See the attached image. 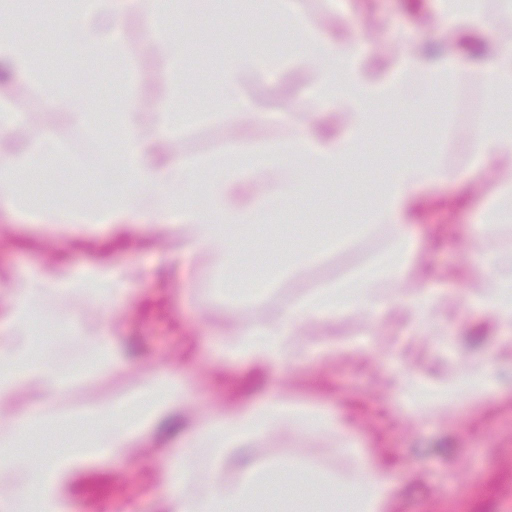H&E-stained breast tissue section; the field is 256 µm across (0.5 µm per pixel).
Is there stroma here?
Returning a JSON list of instances; mask_svg holds the SVG:
<instances>
[{"label": "stroma", "mask_w": 512, "mask_h": 512, "mask_svg": "<svg viewBox=\"0 0 512 512\" xmlns=\"http://www.w3.org/2000/svg\"><path fill=\"white\" fill-rule=\"evenodd\" d=\"M57 6L58 0H39L32 15L0 11V28L12 29L28 44L45 46L51 38L47 21ZM213 10L222 24L175 18L177 31L188 40L181 68L188 86L184 105L200 116L174 140L170 157L176 162L196 163L232 144L275 147L299 128L329 126L322 118L328 105L307 96L318 70L284 42L296 21L325 28L335 38L359 23L364 57L381 72L402 66L411 45L433 44L445 59L461 49L459 34L440 16L436 0H338L334 6L328 0H298L293 17L281 14L273 0H215ZM266 39L278 59L274 77L254 73L241 88L250 101L249 112L224 117L211 78L222 68L226 42L250 54ZM39 63L45 80L74 89L90 61L66 47L40 57ZM18 92L10 104L13 111L32 113L35 124L47 125L68 153H92L93 142L68 121L64 105L48 106L34 83L19 86ZM127 98L143 112L161 107L160 95L150 89L113 81L100 85L94 104ZM487 103L484 85L464 70L443 91L445 126L435 125L422 111L386 110L377 138L363 147L359 186H326L304 206L283 205L269 216L266 236L297 247L306 225L350 223L359 212L362 190L390 175L382 156L391 149L421 150L444 134L448 146L442 164L464 168L475 131L473 116L486 112ZM256 112L262 121H253ZM498 181V173H482L463 186L444 181L421 190L413 221L420 250L409 275L424 279L441 301L423 326L395 309L375 318L342 313L332 322L301 327V336L339 345L360 337L366 342L363 350L340 347L327 360L310 356L265 367L244 359L219 360L220 343L237 328L280 316L317 289L372 262L393 245V227L379 225L294 269L263 297L228 306L220 263L206 257L178 262L172 238L144 231L116 237L107 225L90 220L61 230L44 224L38 213L1 209L0 310L8 301L4 282L42 264L61 262L77 272L101 264L118 272L138 271L128 284L127 305L113 314L127 362L121 375L86 372L90 353L71 333L84 309L79 298H52L43 304L60 327L47 337V350L62 370L75 376L56 404L62 419L79 422L75 438L91 435L100 403L129 397L158 368L182 367L191 385L179 430L154 431L127 456L91 462L71 476L65 487L70 512H169L163 471L177 464L198 482L217 475L208 449L181 453L194 423L221 408L243 401L259 404L279 394L346 424L342 433L299 436L279 430L250 441V461L293 462L291 479L308 495H316L324 476L351 468L352 460L342 450L348 440L389 471L394 494L388 512H512V336L496 318L464 300L466 276L484 253L512 252V221L502 224L493 240H467L468 226L483 219ZM38 190L63 206L92 213L96 206L90 198L100 187L90 168L65 166L51 168ZM470 367L482 368L496 383L495 395L480 407L461 398L451 413H431V394L423 383L443 386L446 376Z\"/></svg>", "instance_id": "obj_1"}]
</instances>
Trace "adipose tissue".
<instances>
[{"instance_id": "1", "label": "adipose tissue", "mask_w": 512, "mask_h": 512, "mask_svg": "<svg viewBox=\"0 0 512 512\" xmlns=\"http://www.w3.org/2000/svg\"><path fill=\"white\" fill-rule=\"evenodd\" d=\"M118 0H60L56 26L69 46L100 62L125 57L124 42L112 25ZM140 13L149 39L170 65L185 54V42L172 24L174 7L202 19H212L210 0H127ZM299 51L315 58L320 78L313 95L324 102L338 103L346 118L343 134L317 137L309 132L292 137L272 149L236 145L229 156H214L201 163L166 160V146L179 124L186 121L179 104L183 93L175 75L162 80L164 107L152 113L156 137L140 133V114L135 104L119 103L113 113L91 108L93 87L86 86L61 95L58 88L45 86L49 101L65 99L72 120L89 134H98L102 124L119 118L124 134L119 146L102 145L93 158L96 168L121 164L130 181L118 194L110 195L97 213L113 233L130 229L126 219L137 213L171 217L178 235L179 252L187 259L208 254L219 258L225 270L242 262L239 243L265 228L266 214L282 201L301 204L322 186L325 179L347 173L365 142L376 132L375 106L390 101L398 106L428 109L437 89L452 72L446 63H423L413 59L410 66L383 74L372 72L365 63L358 29H349L342 41L311 28L297 43ZM13 78L33 81L36 63L26 42L12 31L0 30V64ZM256 57L226 46L224 67L216 78L225 111H246L240 95L243 79L260 69ZM478 79L492 99L512 96V40L489 42L483 63L475 68ZM25 116L0 106V204L22 211L20 181L37 180L42 171L58 159L73 167L83 159L66 156L62 146L45 128L33 129L25 143L13 144L8 134L23 123ZM468 165L451 171L440 158L447 146L438 140L428 150L410 158H399L391 176L377 189L367 208L357 218L354 235L368 233L379 224L397 226L399 233L390 251L350 276L305 297L281 317L255 323L226 337V355L257 365L281 364L298 357L303 346L298 338L301 325L319 323L336 313L357 311L378 313L386 304L382 288L404 274L413 261L417 243L406 222L424 185L452 180L467 181L475 173L512 170V119L497 110L484 113L477 125ZM278 166L285 177L278 190L246 189L247 179L257 178L262 167ZM206 187V203L197 206L193 193ZM478 303L487 312L512 322V253L488 252L474 268ZM12 302L6 332L0 333V399L10 396L19 385L44 395L55 396L66 378L50 354H36L38 344L37 306L49 296L78 294L97 313L84 323L80 334L96 351L94 369L100 373L120 372L124 361L113 342L118 330L106 306L122 308L128 296L123 281L108 267L85 277L67 266L34 270L10 283ZM187 386L171 373L148 375L125 403H105L96 410V431L83 446L67 448L56 455V464L45 469L16 444L22 428H43L53 419L51 410L0 424V474L9 473L15 496L0 498V512H67L63 488L70 475L86 464L128 454L161 421L174 416L187 402ZM341 423L326 414L297 406L276 396L261 404H242L222 409L197 422L188 447L209 448L223 462L224 472L205 484H194L183 468L168 470L163 483L169 491L172 512H271L269 488L281 484L289 468L278 460L260 467L238 465L247 443L264 432L287 428L304 436L336 431ZM354 467L338 478L324 480V512H384L391 485L386 472L357 448H349Z\"/></svg>"}]
</instances>
